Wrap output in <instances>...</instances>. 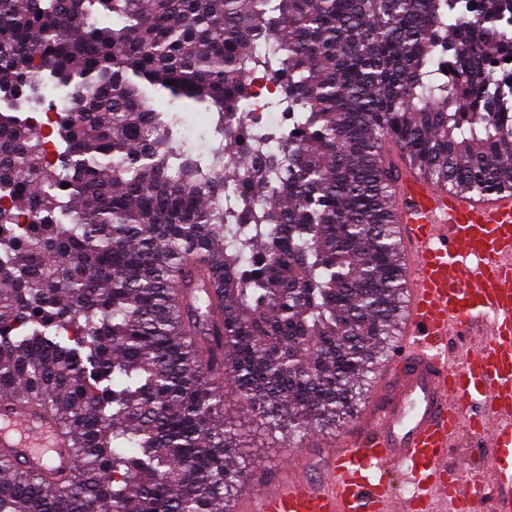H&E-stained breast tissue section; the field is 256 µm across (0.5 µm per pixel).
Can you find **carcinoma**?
Returning <instances> with one entry per match:
<instances>
[{
  "instance_id": "obj_1",
  "label": "carcinoma",
  "mask_w": 512,
  "mask_h": 512,
  "mask_svg": "<svg viewBox=\"0 0 512 512\" xmlns=\"http://www.w3.org/2000/svg\"><path fill=\"white\" fill-rule=\"evenodd\" d=\"M507 57L512 0H0V101L69 95L53 157L0 111V393L80 459L0 454V512H224L254 447L352 420L403 301L389 147L512 189ZM248 71L292 127L253 119ZM161 91L215 116L208 154Z\"/></svg>"
}]
</instances>
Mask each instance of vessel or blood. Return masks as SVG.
<instances>
[{
	"label": "vessel or blood",
	"instance_id": "1",
	"mask_svg": "<svg viewBox=\"0 0 512 512\" xmlns=\"http://www.w3.org/2000/svg\"><path fill=\"white\" fill-rule=\"evenodd\" d=\"M405 299L385 385L340 449L295 455L229 512H512V192L425 181L393 154ZM452 336L475 337L461 355ZM469 475L448 451L470 440ZM0 453L35 473L77 467L50 411L0 397Z\"/></svg>",
	"mask_w": 512,
	"mask_h": 512
}]
</instances>
